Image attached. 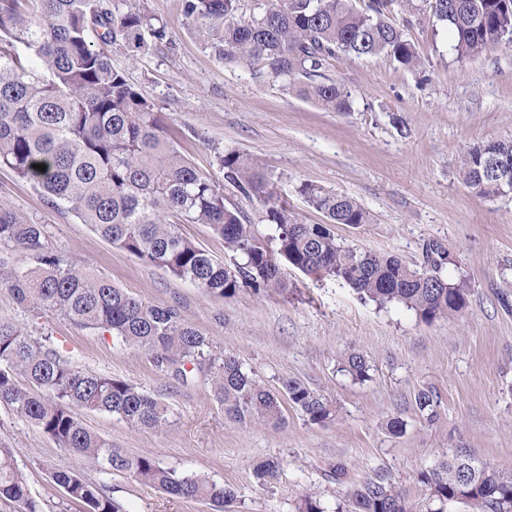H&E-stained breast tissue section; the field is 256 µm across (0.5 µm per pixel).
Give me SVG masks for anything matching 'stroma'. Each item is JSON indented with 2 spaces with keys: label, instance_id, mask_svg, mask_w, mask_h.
<instances>
[{
  "label": "stroma",
  "instance_id": "stroma-1",
  "mask_svg": "<svg viewBox=\"0 0 512 512\" xmlns=\"http://www.w3.org/2000/svg\"><path fill=\"white\" fill-rule=\"evenodd\" d=\"M167 25L168 40L145 55L107 46L124 73L159 114L177 148L224 194L226 207L266 233L267 202L286 205L303 224L324 223L298 188L310 183L355 198L371 215L357 227L335 225L337 237L406 263L435 239L458 258L445 278L471 291L457 319L424 322L413 309L360 298L348 285L287 267L286 289L241 287L230 298L206 295L189 282L113 246L67 206L52 205L29 181L0 168V208L43 225L46 243L65 263L84 268L143 302L177 307L221 348L231 350L271 387L293 377L323 393L331 420L307 421L286 408L284 424L238 423L204 385L185 387L106 333L60 317H33L0 291V318L51 336L79 367L122 379L169 407L167 425L145 431L119 417L77 410L92 431L130 455L149 454L181 475L231 487L236 512H296L305 493L335 504L343 465L356 483L385 473L414 490L417 472L454 452L512 470V196L483 200L459 175L475 142L512 137V48L502 45L466 61L453 36L423 12H399L421 59L408 69L394 59L339 57L324 74L352 93V109L330 112L278 82L254 79L249 64L228 63L186 19L182 0H130ZM256 161L271 176L264 196L244 194L225 179L219 153ZM370 362L358 381L341 371L344 355ZM438 397L426 421L419 390ZM405 423L392 434V418ZM0 443L13 448L32 496L44 512H82L51 479L79 471L104 481L123 512H212L209 503L171 497L122 473L83 465L19 413L0 407ZM273 458L282 470L261 485L255 462Z\"/></svg>",
  "mask_w": 512,
  "mask_h": 512
}]
</instances>
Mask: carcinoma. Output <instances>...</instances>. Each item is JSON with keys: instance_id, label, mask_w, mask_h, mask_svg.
Returning a JSON list of instances; mask_svg holds the SVG:
<instances>
[{"instance_id": "1", "label": "carcinoma", "mask_w": 512, "mask_h": 512, "mask_svg": "<svg viewBox=\"0 0 512 512\" xmlns=\"http://www.w3.org/2000/svg\"><path fill=\"white\" fill-rule=\"evenodd\" d=\"M186 18L222 27L211 44L229 62H248L259 81H279L328 111L351 110V93L323 77L339 56L387 55L414 66L418 55L397 10H416L413 0H182ZM432 20L454 35L461 60L502 41L512 43V0H423ZM111 43L138 55L168 41L166 24L127 0H0V166L30 181L53 203L62 202L112 245L187 281L205 293L231 298L243 285L284 288L281 266L343 281L379 304L398 302L422 320L448 319L467 304L469 285L442 272L456 256L438 241L422 246L411 267L393 254L345 243L335 224L370 223L352 197L305 183L300 193L322 213L324 224H301L284 206L268 204L267 243L251 224L224 205L218 185L201 173L166 137L155 103L128 82L96 46ZM46 166L45 171L34 168ZM224 178L244 193L265 192L269 177L235 151L218 154ZM462 181L486 199L512 193V138L477 142L463 155ZM183 224H207L233 254L226 264L183 235ZM41 224H25L0 209V291L38 315L51 314L116 336L183 386L203 383L224 413L240 423L283 421V403L319 424L332 407L304 382L285 378L273 390L230 352L213 344L178 308L149 305L49 251ZM343 371L369 377L367 358L353 352ZM431 422L437 396L417 393ZM0 405L23 415L45 435L106 473L124 471L181 499L205 500L214 512H233L235 494L200 476H179L151 455L129 456L86 428L75 415L87 409L119 416L140 429L168 420L164 402L121 379L84 370L46 336L0 319ZM281 464L254 465L262 485ZM53 482L84 512H121L102 482L71 470ZM424 492L415 504L406 489L385 475L346 488L334 512H447L461 487L471 512H512V471L469 455L447 456L417 472ZM0 500L17 512H43L31 495L13 449L0 444Z\"/></svg>"}]
</instances>
